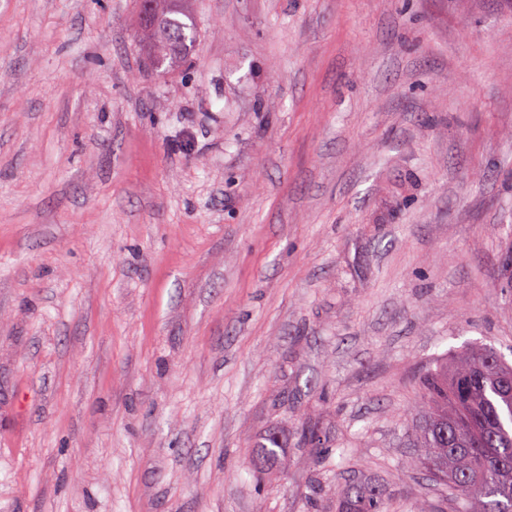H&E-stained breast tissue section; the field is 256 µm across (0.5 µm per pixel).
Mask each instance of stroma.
I'll use <instances>...</instances> for the list:
<instances>
[{
	"mask_svg": "<svg viewBox=\"0 0 512 512\" xmlns=\"http://www.w3.org/2000/svg\"><path fill=\"white\" fill-rule=\"evenodd\" d=\"M188 8L163 73L139 0H0V512H444L418 371L512 362V0ZM257 449L254 465L263 467L268 460H275L279 457V449L283 448L279 435L270 433L264 436L255 446ZM381 493L350 484L342 492L340 512H388Z\"/></svg>",
	"mask_w": 512,
	"mask_h": 512,
	"instance_id": "obj_1",
	"label": "stroma"
}]
</instances>
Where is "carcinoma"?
Here are the masks:
<instances>
[{
	"mask_svg": "<svg viewBox=\"0 0 512 512\" xmlns=\"http://www.w3.org/2000/svg\"><path fill=\"white\" fill-rule=\"evenodd\" d=\"M161 19H140V42L147 57L164 71L177 68L196 39L183 0H158ZM512 365L491 344L467 348L454 359L436 355L418 376V429L425 448L422 465L452 505L451 512H512V395L501 381ZM254 465L279 457V435L256 445ZM339 512H388L381 493L350 484Z\"/></svg>",
	"mask_w": 512,
	"mask_h": 512,
	"instance_id": "obj_1",
	"label": "carcinoma"
}]
</instances>
